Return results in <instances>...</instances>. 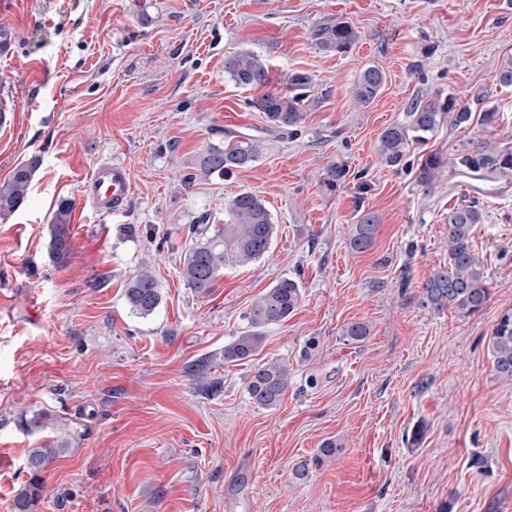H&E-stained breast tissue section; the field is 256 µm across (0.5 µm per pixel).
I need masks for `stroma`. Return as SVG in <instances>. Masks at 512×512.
Segmentation results:
<instances>
[{"label":"stroma","instance_id":"35a3bbf8","mask_svg":"<svg viewBox=\"0 0 512 512\" xmlns=\"http://www.w3.org/2000/svg\"><path fill=\"white\" fill-rule=\"evenodd\" d=\"M336 18L360 33L344 53L312 37ZM0 27L14 35L0 51L14 115L0 125V180L39 160L27 202L0 217V512L28 479L39 412L69 451L44 472L34 512H512V382L487 347L512 312V169L487 174L479 197L472 249L490 299L467 318L421 304L448 265L467 176L416 180L428 154L512 145V87L493 81L512 54V0H11ZM244 48L272 87L309 77L306 119L298 135L266 136L249 167L206 177L191 165L203 145L265 136L253 90L224 74ZM369 66L386 82L360 108L351 89ZM436 95L467 107L469 124H442L407 168L384 166L379 134ZM487 108L495 126L479 121ZM101 161L130 173L121 212L79 205ZM245 190L271 213V247L198 293L181 276L190 227L205 212L223 221ZM64 200L72 250L58 264L48 226ZM369 214L373 243L353 252L348 235ZM144 266L162 287L145 319L125 298ZM283 277L301 283L298 307L255 355L225 361L252 302ZM355 321L369 334L346 341ZM272 361L289 384L264 409L247 388ZM328 442L336 457L313 466Z\"/></svg>","mask_w":512,"mask_h":512}]
</instances>
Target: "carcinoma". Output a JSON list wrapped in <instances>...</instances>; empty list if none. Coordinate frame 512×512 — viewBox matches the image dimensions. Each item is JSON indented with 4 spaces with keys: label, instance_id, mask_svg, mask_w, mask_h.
I'll use <instances>...</instances> for the list:
<instances>
[{
    "label": "carcinoma",
    "instance_id": "cac0c4a2",
    "mask_svg": "<svg viewBox=\"0 0 512 512\" xmlns=\"http://www.w3.org/2000/svg\"><path fill=\"white\" fill-rule=\"evenodd\" d=\"M313 37L321 48L342 53L351 48L360 35L352 24L338 19L318 25ZM224 74L238 86L263 90L262 94L248 100L247 105L263 113L267 132L281 138L297 134L305 120L303 101L309 78L296 76L290 80L288 90H271L267 65L262 56L251 49L225 57ZM384 82L385 74L380 68H365L354 85L355 101L361 106L371 103ZM448 116L453 125L460 126L470 122L472 113L466 109L453 112L448 100L439 97L416 100L404 120L380 133L376 145L379 159L388 167L402 165L411 146L427 142ZM265 147L266 142L259 137L233 134L223 144H210L199 150L193 167L206 177H222L255 163ZM38 165L36 158L21 162L0 181V216L15 212L25 203ZM449 165L470 172L512 169V151L484 142L473 149L463 148L450 162L431 154L421 161L418 182L430 183ZM225 211L224 223H210L211 216L206 213L201 223L192 228L195 243L184 254L181 275L199 293L208 292L225 268L248 265L264 257L275 234L276 225L270 211L264 201L251 192L232 197L225 204ZM70 216L71 203L63 201L48 226V251L57 263L63 262L71 250ZM483 221L484 213L476 200L449 214L448 268L433 270L423 283L426 306L439 312L452 309L463 318L484 308L490 290L486 285L485 268L472 250L471 242L475 227ZM375 231L374 217H363L354 225L348 247L354 252L367 250ZM125 297L130 308L146 318L154 314L161 303V285L152 272L144 268L129 281ZM300 297L299 283L291 278L279 279L257 296L245 316V330L224 346V361L235 362L254 355L263 342V329L286 319L297 307ZM368 333L369 328L363 322H350L343 331L351 342L364 340ZM488 347L497 376L512 382V313L504 314L495 324ZM288 374V365L283 362H267L254 368L248 384L252 402L264 409L277 407L288 388ZM68 451V440L58 434L48 435L39 447L29 450L26 457L29 480L14 497V512H33L35 503L42 497V474Z\"/></svg>",
    "mask_w": 512,
    "mask_h": 512
}]
</instances>
